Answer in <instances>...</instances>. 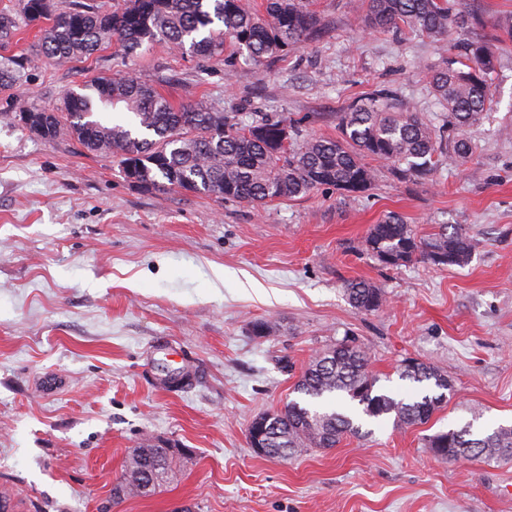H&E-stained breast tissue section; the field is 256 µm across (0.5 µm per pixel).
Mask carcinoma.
<instances>
[{"instance_id": "carcinoma-1", "label": "carcinoma", "mask_w": 512, "mask_h": 512, "mask_svg": "<svg viewBox=\"0 0 512 512\" xmlns=\"http://www.w3.org/2000/svg\"><path fill=\"white\" fill-rule=\"evenodd\" d=\"M18 6L29 22L49 21L38 40L39 57L49 64L88 57L115 39L127 55L145 44L162 43L207 60L229 50L261 66L301 48L318 25L310 0H263L252 8L243 0H123L113 9L77 0L60 12L53 0H19ZM361 22L376 32L414 34L438 43L468 27L451 0H368ZM14 27L12 16L0 15L1 95L21 84L34 62L30 56L8 53ZM496 65L488 44L471 41L461 54L427 71L436 104L448 112L446 136L388 89L346 105L338 115V140L303 136L297 130L287 135L284 120L266 116L240 126L206 100L175 105L153 84L125 76L92 77L54 106L32 104L25 111L51 114L41 139L66 135L91 153L117 154L126 180L143 188L221 197L254 207L320 188L357 199L369 195L378 182L379 169L372 160L389 166L399 178L425 182L436 169L435 156L450 163L469 157L473 144L468 131L490 106ZM474 248L467 233L446 224L419 239L406 218L394 211L372 225L362 241V251L375 259L392 256L396 266L417 255L432 263L434 255L442 254L451 257L445 265L461 267L469 263ZM345 291L360 311H375L384 302L382 290L365 281H350ZM400 377L431 382L437 389L447 380L424 363L411 370L401 367ZM376 383L362 347L342 341L320 351L294 384L301 400L272 413L274 425L262 434L266 455L287 459L310 449L335 448L361 434L362 416L379 419L392 413L400 424L418 425L442 407L437 394L406 402L374 393ZM427 447L450 462H496L512 457V425L501 424L485 435L467 423L429 437ZM183 455L179 448L150 443L133 449L114 496L155 492Z\"/></svg>"}]
</instances>
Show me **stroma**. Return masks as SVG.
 Segmentation results:
<instances>
[{"mask_svg": "<svg viewBox=\"0 0 512 512\" xmlns=\"http://www.w3.org/2000/svg\"><path fill=\"white\" fill-rule=\"evenodd\" d=\"M454 2L478 20L465 41L492 40L512 13V0ZM313 8L315 39L262 66L163 45L132 57L115 42L82 62L36 64L0 99V486L24 512H512V463H451L426 446L473 418L512 423V44L498 47L474 154L439 161L426 183L383 173L363 199L321 189L255 208L150 191L116 156L45 142L13 119L121 72L176 104L205 97L234 119L262 112L325 138L354 97L380 87L442 124L423 70L446 46L363 28L364 0ZM390 211L421 238L463 228L471 261L382 265L360 245ZM360 279L384 292L378 310L349 303L346 284ZM347 337L365 347L379 390L429 393L399 376L416 359L447 374V403L422 425L371 421L369 436L332 449L254 453L252 419L294 400L310 359ZM148 438L185 449L180 467L154 494L113 502Z\"/></svg>", "mask_w": 512, "mask_h": 512, "instance_id": "stroma-1", "label": "stroma"}]
</instances>
